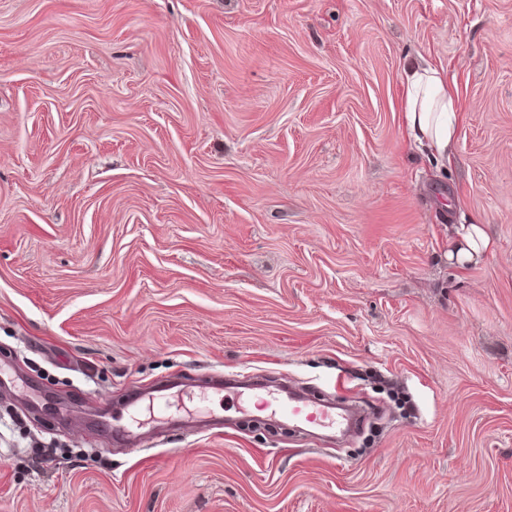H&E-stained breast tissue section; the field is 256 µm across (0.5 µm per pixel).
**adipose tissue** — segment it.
<instances>
[{
	"label": "adipose tissue",
	"mask_w": 512,
	"mask_h": 512,
	"mask_svg": "<svg viewBox=\"0 0 512 512\" xmlns=\"http://www.w3.org/2000/svg\"><path fill=\"white\" fill-rule=\"evenodd\" d=\"M403 125L411 144L441 163L458 135L461 102L445 69L428 62H405L401 71ZM491 241L483 225L462 224L455 230L448 257L466 265L488 252Z\"/></svg>",
	"instance_id": "obj_1"
}]
</instances>
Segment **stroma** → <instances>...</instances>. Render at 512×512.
Instances as JSON below:
<instances>
[{
  "mask_svg": "<svg viewBox=\"0 0 512 512\" xmlns=\"http://www.w3.org/2000/svg\"><path fill=\"white\" fill-rule=\"evenodd\" d=\"M419 57L462 103L442 169ZM2 355L52 408L0 393V512H512V0H0ZM161 388L147 445L99 430ZM403 125L411 144L430 161H448L458 135L461 102L448 72L426 61H406L401 71ZM490 248L491 241L483 224H459L455 229V238L451 241L448 258L460 266H465ZM279 397L276 404L269 403L264 397L260 398V403L257 407L262 410H271L272 414L277 413L288 417L303 418L307 423L317 427L319 430H325L336 433H342L346 429L347 419L345 416L335 411L333 406H321L306 402L302 399L293 400L288 396L284 400L281 396L283 393L277 392ZM302 404V406L300 405Z\"/></svg>",
  "mask_w": 512,
  "mask_h": 512,
  "instance_id": "stroma-1",
  "label": "stroma"
}]
</instances>
